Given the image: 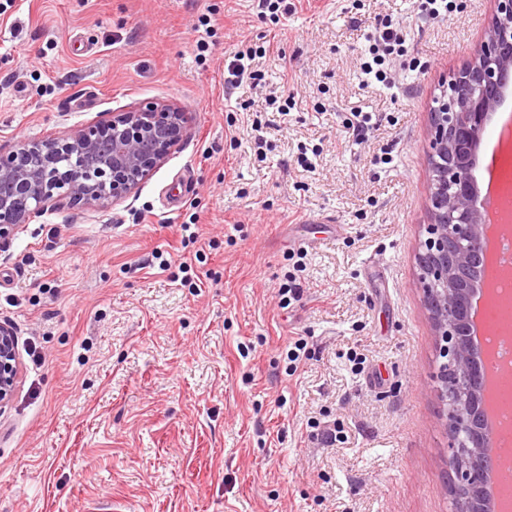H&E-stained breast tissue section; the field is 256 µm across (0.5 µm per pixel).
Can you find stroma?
Here are the masks:
<instances>
[{
    "label": "stroma",
    "instance_id": "obj_1",
    "mask_svg": "<svg viewBox=\"0 0 512 512\" xmlns=\"http://www.w3.org/2000/svg\"><path fill=\"white\" fill-rule=\"evenodd\" d=\"M455 3L433 17L417 0H295L285 15L16 0L0 15V151L146 100L190 114L129 198L52 203L0 250L20 364L0 512H455L418 253L433 102L494 2ZM387 23L408 49L391 88L360 74ZM266 42L256 79L225 89L233 55ZM287 95L278 115L269 99ZM357 110L372 117L361 141L345 129ZM289 280L301 298L284 309Z\"/></svg>",
    "mask_w": 512,
    "mask_h": 512
}]
</instances>
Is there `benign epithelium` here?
<instances>
[{
  "label": "benign epithelium",
  "mask_w": 512,
  "mask_h": 512,
  "mask_svg": "<svg viewBox=\"0 0 512 512\" xmlns=\"http://www.w3.org/2000/svg\"><path fill=\"white\" fill-rule=\"evenodd\" d=\"M494 2L485 40L431 114V222L419 255L424 302L446 359L438 393L448 406V464L461 512H495L486 487L482 371L472 347L486 238L484 200L471 175L488 117L512 84V0ZM188 123L182 107L149 102L0 152V249L54 200L106 208L129 197L179 145ZM18 371L13 332L0 324V410L12 399Z\"/></svg>",
  "instance_id": "1"
}]
</instances>
